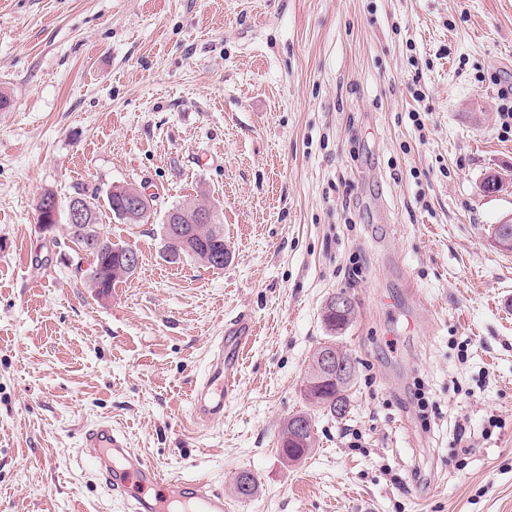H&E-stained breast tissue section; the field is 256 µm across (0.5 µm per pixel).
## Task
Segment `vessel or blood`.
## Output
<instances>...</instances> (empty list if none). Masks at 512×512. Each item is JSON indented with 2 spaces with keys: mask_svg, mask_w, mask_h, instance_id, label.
Returning <instances> with one entry per match:
<instances>
[{
  "mask_svg": "<svg viewBox=\"0 0 512 512\" xmlns=\"http://www.w3.org/2000/svg\"><path fill=\"white\" fill-rule=\"evenodd\" d=\"M254 332L252 323L244 317L236 319L220 343L209 376L194 395L193 420L205 426L224 412V405L236 392L238 363L242 348ZM83 446L104 479L106 487L116 495H125L131 486L142 489L133 500V512H230L222 492L202 479L171 480L147 462L133 449L127 439L103 423L89 428ZM163 486L164 498L145 496V489Z\"/></svg>",
  "mask_w": 512,
  "mask_h": 512,
  "instance_id": "b4317fda",
  "label": "vessel or blood"
}]
</instances>
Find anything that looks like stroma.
<instances>
[{"instance_id": "35a3bbf8", "label": "stroma", "mask_w": 512, "mask_h": 512, "mask_svg": "<svg viewBox=\"0 0 512 512\" xmlns=\"http://www.w3.org/2000/svg\"><path fill=\"white\" fill-rule=\"evenodd\" d=\"M507 86L512 0H0V512H129L82 451L100 423L233 512H512V253L490 238L512 213ZM491 171L506 190L483 191ZM128 184L157 197L143 223L105 203ZM47 190L95 197L138 251L108 297L64 224L40 229ZM193 199L219 213L222 269L164 253L165 211ZM342 291L336 420L302 384ZM244 313L236 397L196 426ZM300 412L316 443L290 463ZM340 294L346 293L340 292L339 294H336V298L333 299V304L336 306V309L332 308L329 302L323 314V321L327 326L328 330L331 331L332 335L336 334V330L343 329L351 319V317L349 319H345L344 317L336 315V310L342 311L346 310L348 307L346 297ZM314 426L310 414L298 413L289 417L283 424L279 439L282 457L289 462L302 459L313 448Z\"/></svg>"}]
</instances>
